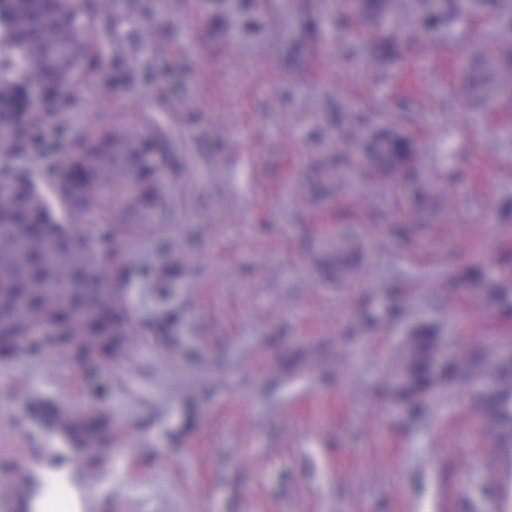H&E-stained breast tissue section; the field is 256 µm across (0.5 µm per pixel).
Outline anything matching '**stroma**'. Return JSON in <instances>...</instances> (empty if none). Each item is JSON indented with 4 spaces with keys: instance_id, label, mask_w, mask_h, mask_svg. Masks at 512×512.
<instances>
[{
    "instance_id": "1",
    "label": "stroma",
    "mask_w": 512,
    "mask_h": 512,
    "mask_svg": "<svg viewBox=\"0 0 512 512\" xmlns=\"http://www.w3.org/2000/svg\"><path fill=\"white\" fill-rule=\"evenodd\" d=\"M419 2L105 7L94 71L0 164L87 239L130 320L92 363L40 338L0 355V485L27 469L56 504L65 474L84 512H505L512 447L477 430L467 390L418 417L390 383L420 327L451 355L512 338V98L478 107L456 69L495 31H428ZM386 125L425 197L366 159ZM115 128L165 144L148 219L64 192L80 145ZM479 260L499 301L465 277ZM60 409L103 421L100 456L52 437Z\"/></svg>"
}]
</instances>
